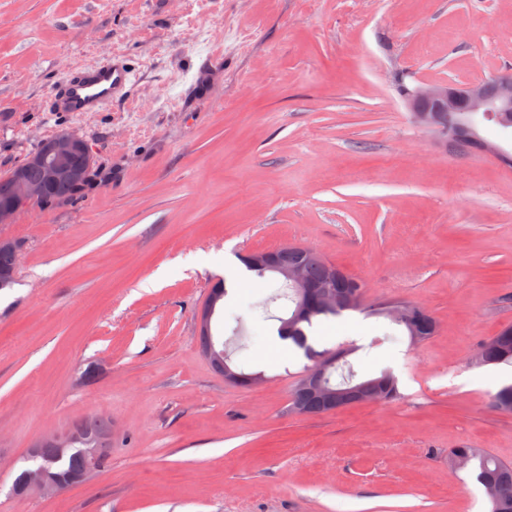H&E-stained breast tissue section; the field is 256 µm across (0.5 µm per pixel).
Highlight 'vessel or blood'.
<instances>
[{
  "instance_id": "b4317fda",
  "label": "vessel or blood",
  "mask_w": 512,
  "mask_h": 512,
  "mask_svg": "<svg viewBox=\"0 0 512 512\" xmlns=\"http://www.w3.org/2000/svg\"><path fill=\"white\" fill-rule=\"evenodd\" d=\"M130 72L117 57L99 66L78 72L55 90L49 109L53 112H95L106 103L123 96Z\"/></svg>"
}]
</instances>
